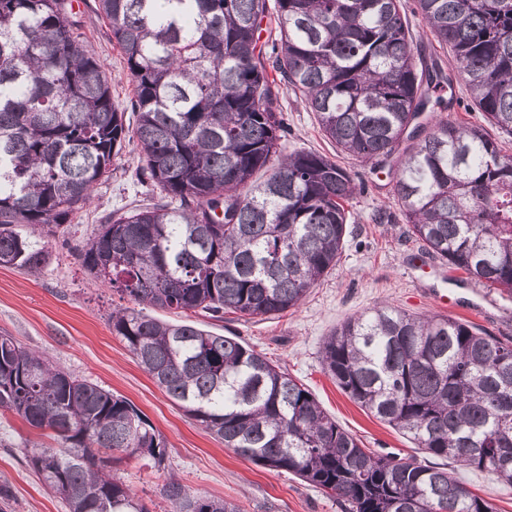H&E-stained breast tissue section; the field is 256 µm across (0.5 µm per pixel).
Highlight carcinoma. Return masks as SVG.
Wrapping results in <instances>:
<instances>
[{"label":"carcinoma","mask_w":512,"mask_h":512,"mask_svg":"<svg viewBox=\"0 0 512 512\" xmlns=\"http://www.w3.org/2000/svg\"><path fill=\"white\" fill-rule=\"evenodd\" d=\"M278 37L261 41L267 0H98L134 85L136 176L160 201L99 225L86 271L138 306L254 318L298 307L336 267L356 186L312 152L283 153L287 87L342 152L383 167L432 89L402 0H275ZM482 112L512 137V0H416ZM68 0H0V266L38 269L41 240L92 198L129 135ZM394 192L426 251L466 278L512 293V154L485 128L437 119L399 160ZM112 332L224 447L286 470L344 512H495L442 465L512 486V344L457 319L395 307L344 322L323 368L351 399L429 460L361 448L313 395L249 344L131 307ZM0 410L50 431L31 466L67 512H149L111 474L112 454L160 467L167 442L127 399L0 335ZM172 512H240L175 477Z\"/></svg>","instance_id":"cac0c4a2"}]
</instances>
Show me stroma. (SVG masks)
Instances as JSON below:
<instances>
[{
  "label": "stroma",
  "mask_w": 512,
  "mask_h": 512,
  "mask_svg": "<svg viewBox=\"0 0 512 512\" xmlns=\"http://www.w3.org/2000/svg\"><path fill=\"white\" fill-rule=\"evenodd\" d=\"M403 4L414 46L423 56L455 68L450 48L437 42L416 13L414 0ZM97 5V0H81L72 16L81 24L86 49L103 64L113 101L125 109V120L131 124L134 87L124 55L112 40L111 26ZM280 105L287 126L282 140L285 152L326 155L344 167L357 186L350 233L336 267L298 308L278 315L247 319L228 314L220 321L201 312L156 309L152 315L239 337L308 389L365 448L403 459L423 457V450L407 435L354 402L325 372L320 360L325 337L351 316L392 306L417 316L445 314L468 322L483 335L512 341V295L462 278L407 236L397 214L391 175L396 158H389L385 172L374 173L371 165L337 150L323 135L314 112L292 91L281 93ZM138 154L136 140L124 142L90 204L47 238L46 264L36 270L0 266V333L14 336L72 375L128 399L162 434L169 448L168 470L153 468L140 458L112 468L149 512H169L171 505L162 488L171 474L193 492L235 502L241 512H344L335 498L293 473L269 469L225 448L158 386L113 333V309L129 306L130 301L113 291L111 284L93 279L80 254L104 217L151 204L158 197V189L136 176ZM380 211L393 213L392 223H375L373 216ZM438 294L448 296L452 309L445 311L436 304ZM57 445L52 436L30 428L16 414L0 413V481H7L12 489L15 512H66L59 496L44 486L26 461L32 450ZM454 475L474 494L490 500L496 512H512V486L468 467L456 468Z\"/></svg>",
  "instance_id": "stroma-1"
}]
</instances>
